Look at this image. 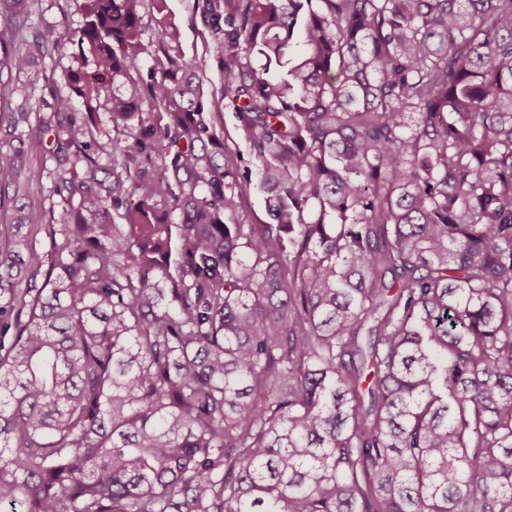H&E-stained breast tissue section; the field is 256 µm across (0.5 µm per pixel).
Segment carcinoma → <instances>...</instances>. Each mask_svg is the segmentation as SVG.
<instances>
[{
    "mask_svg": "<svg viewBox=\"0 0 512 512\" xmlns=\"http://www.w3.org/2000/svg\"><path fill=\"white\" fill-rule=\"evenodd\" d=\"M34 2L0 0V505L512 512V0H195L254 170L166 0H89L84 110L24 130ZM51 131L66 206L25 260ZM110 104L104 96L101 97L98 106L97 112H99L100 121L97 131H94L95 139L100 142H108L112 145V139L120 143L121 146L126 145L127 134L118 129H114L112 127V122L109 118ZM220 112H223L221 116L223 122L222 131L224 136V146L228 155L237 160L241 166L249 165L251 155L247 145L237 135L232 107L227 99H224L222 102ZM235 218L239 224H260L266 221L265 195L251 187Z\"/></svg>",
    "mask_w": 512,
    "mask_h": 512,
    "instance_id": "cac0c4a2",
    "label": "carcinoma"
}]
</instances>
